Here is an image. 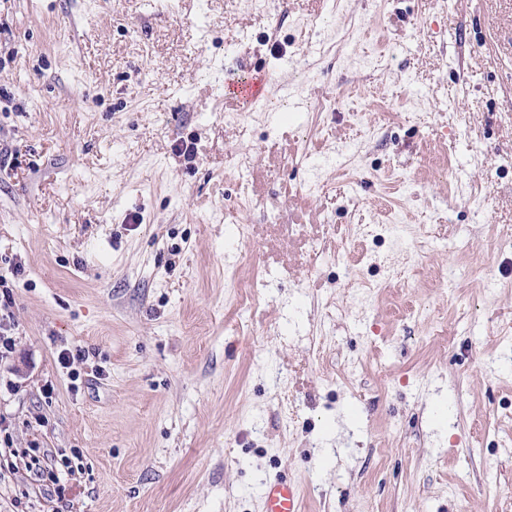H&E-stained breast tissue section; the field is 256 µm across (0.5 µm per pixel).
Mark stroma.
<instances>
[{
    "label": "stroma",
    "mask_w": 512,
    "mask_h": 512,
    "mask_svg": "<svg viewBox=\"0 0 512 512\" xmlns=\"http://www.w3.org/2000/svg\"><path fill=\"white\" fill-rule=\"evenodd\" d=\"M4 302L0 512H512V0H0ZM266 83L267 76L265 73L256 71L251 74L247 81H240L230 86L224 97L236 107L238 112H245L258 102ZM8 305L4 304L2 313V304L0 308V359L7 358L13 352L14 348V328L15 322L12 314L8 312ZM263 512H301L299 486L282 476L269 478L263 485Z\"/></svg>",
    "instance_id": "35a3bbf8"
}]
</instances>
